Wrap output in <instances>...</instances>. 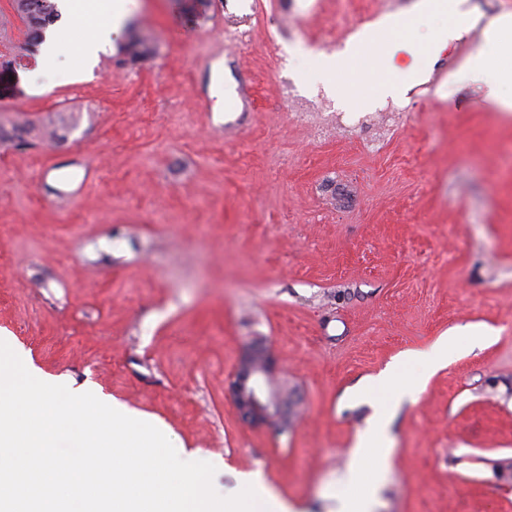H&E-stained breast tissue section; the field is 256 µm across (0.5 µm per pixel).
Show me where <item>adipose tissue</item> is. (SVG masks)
Instances as JSON below:
<instances>
[{
    "label": "adipose tissue",
    "instance_id": "adipose-tissue-1",
    "mask_svg": "<svg viewBox=\"0 0 512 512\" xmlns=\"http://www.w3.org/2000/svg\"><path fill=\"white\" fill-rule=\"evenodd\" d=\"M464 0H416L410 13L382 18L370 28L361 31L346 46L331 54L315 57V69L323 78H330L342 69H349L350 77L342 90L353 93L361 89L368 78H375L379 92L395 97L401 91L400 84L393 78L392 70L398 56L409 57L408 67L412 74H420L424 62L438 55L449 42L460 39L465 28L462 20ZM61 14L66 17L64 28L47 33L39 49L42 68L53 69L60 52L74 47L80 67L94 64L100 54L112 48L111 38L127 17L124 0H58ZM434 24L429 42L419 43L414 29L422 19ZM380 51L385 60L383 71L369 75L364 64L367 50ZM461 82L477 81L485 87V98L502 110L512 112V61H501L487 70L472 71L462 68ZM424 362L428 369H436L448 360V343L439 341L429 348L408 350L403 363L373 378L370 389L376 391L394 390L403 382V364L409 361ZM392 454L391 441L387 432L385 415H378L373 424L360 433L350 452V479H357L364 460L374 458L389 461Z\"/></svg>",
    "mask_w": 512,
    "mask_h": 512
}]
</instances>
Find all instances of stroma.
Returning <instances> with one entry per match:
<instances>
[{
  "mask_svg": "<svg viewBox=\"0 0 512 512\" xmlns=\"http://www.w3.org/2000/svg\"><path fill=\"white\" fill-rule=\"evenodd\" d=\"M413 4L130 0L112 53L72 82L75 57L38 68L0 0V126L60 127L0 146V340L42 381L223 463L215 489L258 471L298 512H334L384 401L366 384L453 335L431 376L404 367L390 464L364 477L377 512H512V112L455 78L512 55L473 54L512 0H467L475 26L423 79L399 74L403 98L313 74V53ZM134 35L154 52L131 63ZM216 77L248 83L249 105L215 111ZM340 112L373 121L339 131ZM256 342L293 393L283 432L245 423L227 393Z\"/></svg>",
  "mask_w": 512,
  "mask_h": 512,
  "instance_id": "1",
  "label": "stroma"
}]
</instances>
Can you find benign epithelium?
Listing matches in <instances>:
<instances>
[{
  "mask_svg": "<svg viewBox=\"0 0 512 512\" xmlns=\"http://www.w3.org/2000/svg\"><path fill=\"white\" fill-rule=\"evenodd\" d=\"M256 347L248 349L238 361L228 382V393L242 420L254 427L268 426L286 411L283 399L268 393L266 380L271 374L274 359L264 350V360L254 363L251 358Z\"/></svg>",
  "mask_w": 512,
  "mask_h": 512,
  "instance_id": "7a95c632",
  "label": "benign epithelium"
}]
</instances>
